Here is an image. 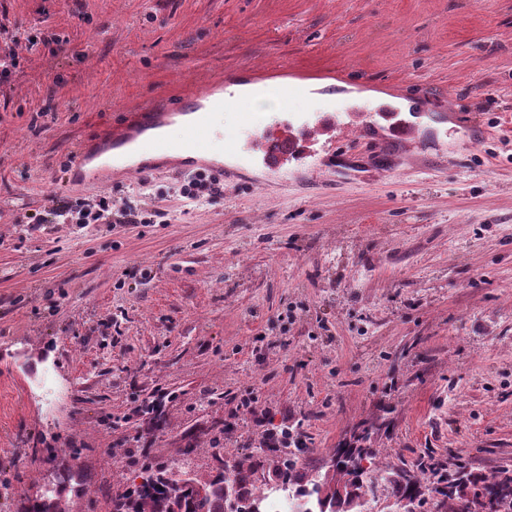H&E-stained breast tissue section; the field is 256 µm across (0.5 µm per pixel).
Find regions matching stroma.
<instances>
[{
    "label": "stroma",
    "mask_w": 512,
    "mask_h": 512,
    "mask_svg": "<svg viewBox=\"0 0 512 512\" xmlns=\"http://www.w3.org/2000/svg\"><path fill=\"white\" fill-rule=\"evenodd\" d=\"M0 62V512H112L133 461L206 473L280 425L512 471V0H0ZM280 65L368 123L225 159L206 201L154 159L71 185L77 143ZM79 197L171 221L55 223ZM20 512H68L63 499L58 491L53 492V497L46 493L26 496Z\"/></svg>",
    "instance_id": "35a3bbf8"
}]
</instances>
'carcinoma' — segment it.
I'll use <instances>...</instances> for the list:
<instances>
[{"label":"carcinoma","instance_id":"carcinoma-1","mask_svg":"<svg viewBox=\"0 0 512 512\" xmlns=\"http://www.w3.org/2000/svg\"><path fill=\"white\" fill-rule=\"evenodd\" d=\"M283 447L267 439L242 459L216 473L193 474L191 484L170 479L158 488L156 469L138 467L137 479L113 500L112 512H265L266 494L283 493L293 512H363L369 495L422 508L427 496L449 512H512V473L486 476L475 471L448 473V465L425 453L411 469L382 465L372 448H338L339 462L317 466L302 460L307 448L288 447L287 430L280 431ZM20 512H67L59 492L25 498Z\"/></svg>","mask_w":512,"mask_h":512}]
</instances>
